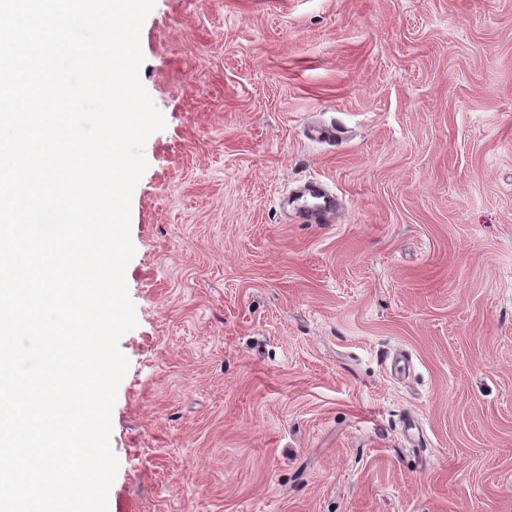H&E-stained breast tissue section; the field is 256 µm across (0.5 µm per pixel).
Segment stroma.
<instances>
[{
  "label": "stroma",
  "instance_id": "obj_1",
  "mask_svg": "<svg viewBox=\"0 0 512 512\" xmlns=\"http://www.w3.org/2000/svg\"><path fill=\"white\" fill-rule=\"evenodd\" d=\"M140 45L108 512H512V0H155Z\"/></svg>",
  "mask_w": 512,
  "mask_h": 512
}]
</instances>
